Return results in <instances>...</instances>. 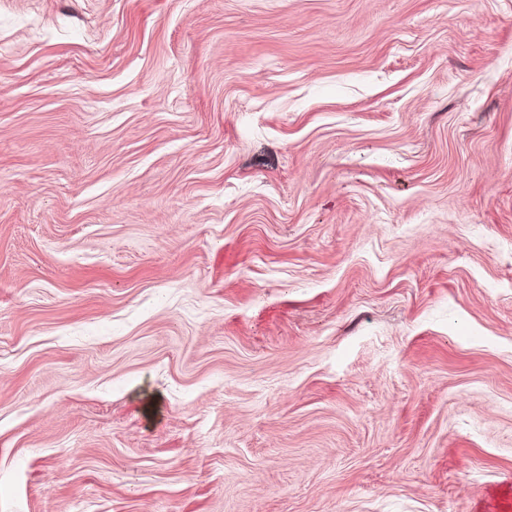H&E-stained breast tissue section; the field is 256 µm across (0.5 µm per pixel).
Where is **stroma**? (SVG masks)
I'll return each mask as SVG.
<instances>
[{
  "instance_id": "1",
  "label": "stroma",
  "mask_w": 512,
  "mask_h": 512,
  "mask_svg": "<svg viewBox=\"0 0 512 512\" xmlns=\"http://www.w3.org/2000/svg\"><path fill=\"white\" fill-rule=\"evenodd\" d=\"M0 512H512V0H0Z\"/></svg>"
}]
</instances>
